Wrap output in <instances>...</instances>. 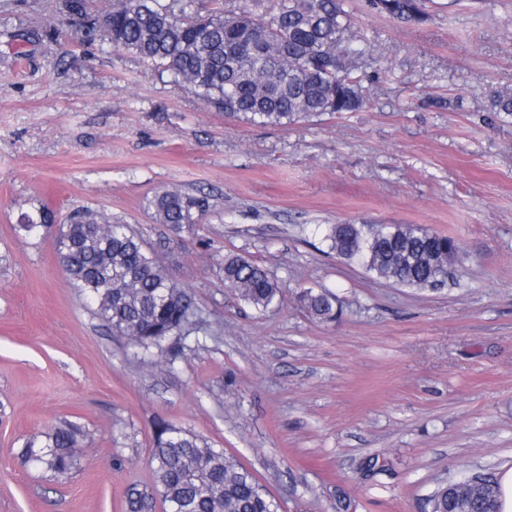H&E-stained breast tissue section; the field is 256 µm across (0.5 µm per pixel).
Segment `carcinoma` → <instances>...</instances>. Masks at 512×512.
Instances as JSON below:
<instances>
[{
  "label": "carcinoma",
  "mask_w": 512,
  "mask_h": 512,
  "mask_svg": "<svg viewBox=\"0 0 512 512\" xmlns=\"http://www.w3.org/2000/svg\"><path fill=\"white\" fill-rule=\"evenodd\" d=\"M346 0H278L269 12L250 5L201 14L198 0H115L104 17V39L118 50L188 86L203 104L251 125L286 127L327 112H358L367 104L364 78L390 69L375 46L354 30ZM388 14L422 20L421 0H371ZM487 111L512 115V87L489 98ZM148 207L175 229L198 224L210 209L209 195L164 188ZM54 214L45 208L21 215L29 237L50 232ZM67 249V276L77 295L112 331L145 353L152 367L184 351L172 337L190 332L195 301L172 278L155 252L131 229H113L98 212L81 210L54 235ZM325 240L337 256L396 285L426 290L445 284L461 266L458 241L412 224H332ZM224 285L256 310L282 299L279 283L263 266L242 256L221 260ZM304 310L328 322L336 297L305 289ZM79 427L56 423L27 439L21 457L65 479L77 463ZM149 465L151 491L127 492L125 512H150L154 497L163 512H279L276 499L236 458L202 437L165 421L154 425ZM496 480L481 473L472 482L450 483L428 499L430 512H499Z\"/></svg>",
  "instance_id": "obj_1"
}]
</instances>
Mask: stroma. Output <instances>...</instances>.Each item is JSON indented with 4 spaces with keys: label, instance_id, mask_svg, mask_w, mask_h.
I'll return each mask as SVG.
<instances>
[{
    "label": "stroma",
    "instance_id": "stroma-1",
    "mask_svg": "<svg viewBox=\"0 0 512 512\" xmlns=\"http://www.w3.org/2000/svg\"><path fill=\"white\" fill-rule=\"evenodd\" d=\"M389 76L358 112L264 128L225 117L64 0H0V512H124L150 489L154 424L233 455L280 512H424L442 485L512 467V0H424L423 21L346 0ZM450 100L447 108L435 99ZM210 195L173 232L166 187ZM80 208L129 225L196 303L173 364L76 297L53 236L21 214ZM416 224L456 238L464 273L436 290L376 279L332 253L331 224ZM284 283L258 311L224 285L223 256ZM334 293L336 319L297 301ZM84 430L68 478L25 439ZM41 215V219L44 223L53 222L55 219L54 214L45 208L37 209L31 213L22 214L19 220V231L24 232L29 237H41L49 233L51 230L50 226H41L37 223H29L30 220H37L38 215Z\"/></svg>",
    "mask_w": 512,
    "mask_h": 512
}]
</instances>
